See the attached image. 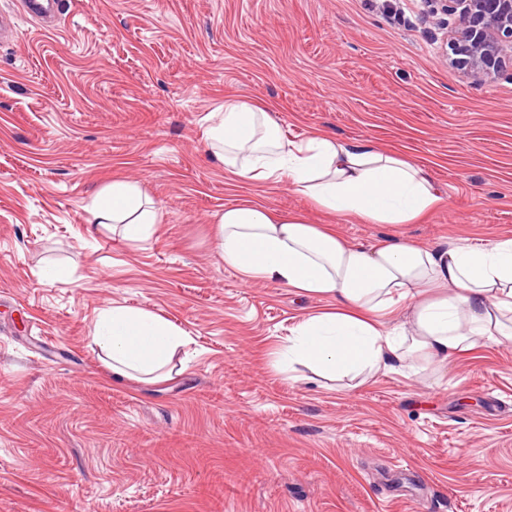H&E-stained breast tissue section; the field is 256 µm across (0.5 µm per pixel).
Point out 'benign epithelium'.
Listing matches in <instances>:
<instances>
[{
  "label": "benign epithelium",
  "instance_id": "obj_1",
  "mask_svg": "<svg viewBox=\"0 0 512 512\" xmlns=\"http://www.w3.org/2000/svg\"><path fill=\"white\" fill-rule=\"evenodd\" d=\"M456 17L448 31L451 67L478 82H491L512 61V0H441Z\"/></svg>",
  "mask_w": 512,
  "mask_h": 512
}]
</instances>
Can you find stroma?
Returning a JSON list of instances; mask_svg holds the SVG:
<instances>
[{"label":"stroma","instance_id":"stroma-1","mask_svg":"<svg viewBox=\"0 0 512 512\" xmlns=\"http://www.w3.org/2000/svg\"><path fill=\"white\" fill-rule=\"evenodd\" d=\"M448 22L428 0H62L57 30L19 18L0 43V512H512V345L359 385L287 376L274 352L328 300L243 283L216 250L240 199L365 245L512 237V65L461 77ZM228 97L288 140L372 139L442 201L363 224L241 183L206 141ZM115 180L162 207L146 239L90 223ZM114 304L183 329L182 367L112 378L91 334Z\"/></svg>","mask_w":512,"mask_h":512}]
</instances>
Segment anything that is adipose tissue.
<instances>
[{
  "label": "adipose tissue",
  "instance_id": "adipose-tissue-1",
  "mask_svg": "<svg viewBox=\"0 0 512 512\" xmlns=\"http://www.w3.org/2000/svg\"><path fill=\"white\" fill-rule=\"evenodd\" d=\"M215 155L238 181L281 184L341 218L409 224L440 197L423 167L371 140L314 134L283 139L268 109L225 99L206 117ZM94 223L116 224L124 239L145 237L163 216L125 181L96 196ZM216 248L243 281L275 280L332 308L305 315L281 346L276 371L304 363L325 377L417 371L445 363L477 343H512V238L476 248L459 242L418 247L404 241L364 246L336 228L307 223L240 200L217 219ZM117 379L156 381L187 343L166 318L122 305L103 309L92 331Z\"/></svg>",
  "mask_w": 512,
  "mask_h": 512
}]
</instances>
